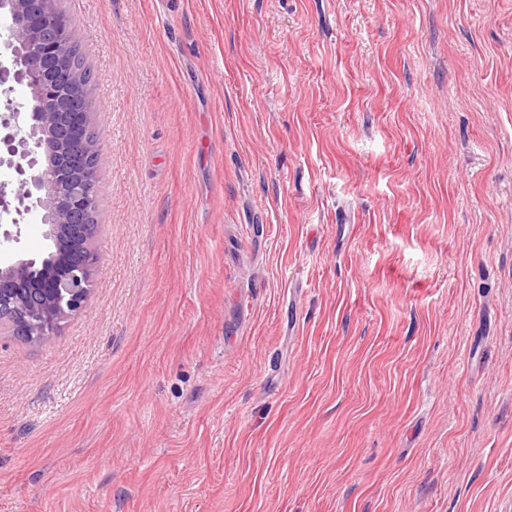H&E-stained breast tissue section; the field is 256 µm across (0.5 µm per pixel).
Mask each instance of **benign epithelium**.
<instances>
[{
    "label": "benign epithelium",
    "mask_w": 512,
    "mask_h": 512,
    "mask_svg": "<svg viewBox=\"0 0 512 512\" xmlns=\"http://www.w3.org/2000/svg\"><path fill=\"white\" fill-rule=\"evenodd\" d=\"M56 0H0L10 19L0 54V86H25L23 112L0 121V144L15 168L12 190L0 187V221L32 208L41 214L53 250L43 258L0 263V330L40 340L78 312L90 294L98 255L94 239L101 148L92 131V101L81 91L83 72L72 66V23Z\"/></svg>",
    "instance_id": "benign-epithelium-1"
}]
</instances>
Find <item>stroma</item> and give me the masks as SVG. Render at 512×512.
I'll use <instances>...</instances> for the list:
<instances>
[{
    "label": "stroma",
    "mask_w": 512,
    "mask_h": 512,
    "mask_svg": "<svg viewBox=\"0 0 512 512\" xmlns=\"http://www.w3.org/2000/svg\"><path fill=\"white\" fill-rule=\"evenodd\" d=\"M59 5L99 263L0 334V512H512V0Z\"/></svg>",
    "instance_id": "35a3bbf8"
}]
</instances>
